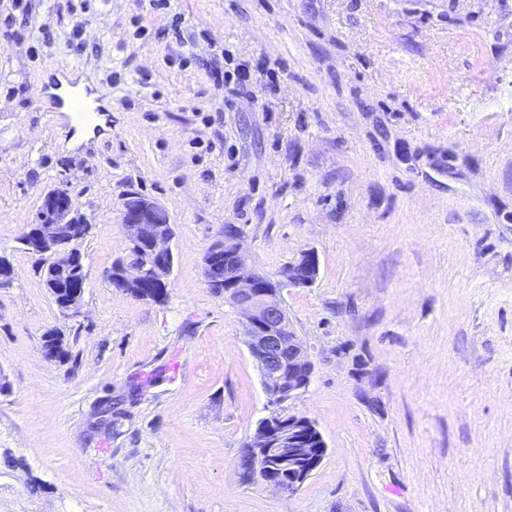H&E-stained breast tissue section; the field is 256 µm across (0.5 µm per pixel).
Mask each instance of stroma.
Listing matches in <instances>:
<instances>
[{
	"label": "stroma",
	"instance_id": "35a3bbf8",
	"mask_svg": "<svg viewBox=\"0 0 512 512\" xmlns=\"http://www.w3.org/2000/svg\"><path fill=\"white\" fill-rule=\"evenodd\" d=\"M62 62L112 101L92 136L37 99ZM56 188L78 317L18 242ZM131 192L169 216L161 303L106 277ZM228 224L261 273L319 262L281 292L313 364L285 410L327 445L292 494L239 469L273 409L204 278ZM0 256V512H512V0H0Z\"/></svg>",
	"mask_w": 512,
	"mask_h": 512
}]
</instances>
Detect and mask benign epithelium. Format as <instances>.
Listing matches in <instances>:
<instances>
[{"instance_id": "benign-epithelium-1", "label": "benign epithelium", "mask_w": 512, "mask_h": 512, "mask_svg": "<svg viewBox=\"0 0 512 512\" xmlns=\"http://www.w3.org/2000/svg\"><path fill=\"white\" fill-rule=\"evenodd\" d=\"M43 205L52 215L48 224H34L29 230L31 247L47 254L54 269L63 273L79 263L75 242L86 233L73 215L69 194L60 189L44 196ZM164 209L150 199L123 211L122 224L129 241V254L114 268L130 286L137 287L151 277L169 278L174 264L172 231ZM241 230L224 225V240L215 249L230 260L224 273V298L237 306L245 319L248 348L259 368L268 404L280 406L300 398L308 389L313 365L305 342L296 335L283 306L284 288L311 285L318 274L312 252H304L267 285L269 275L250 268L249 255L240 244ZM326 443L315 423L305 416L273 414L260 421L247 445L240 467L245 479L259 475L260 466L270 458L278 467L265 468L263 483L282 492L298 491L321 464Z\"/></svg>"}]
</instances>
